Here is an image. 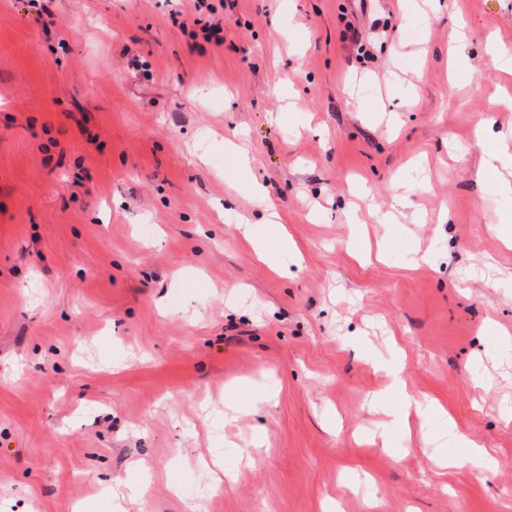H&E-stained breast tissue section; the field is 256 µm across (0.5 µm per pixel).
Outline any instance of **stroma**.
<instances>
[{
	"instance_id": "obj_1",
	"label": "stroma",
	"mask_w": 512,
	"mask_h": 512,
	"mask_svg": "<svg viewBox=\"0 0 512 512\" xmlns=\"http://www.w3.org/2000/svg\"><path fill=\"white\" fill-rule=\"evenodd\" d=\"M205 3L0 0V512H512V0ZM382 370L392 377V387L396 388L403 398L402 408L393 413V416L395 420L401 424L402 430L405 431L407 438L406 447H411V420L414 422L417 421L421 427L427 424H434L442 431L446 432L447 435L454 436L461 445L460 448H466L464 452L453 457V459L449 461V464L455 466L458 464H467L470 465L478 475H482L486 460L489 456L488 451L478 442L460 435L454 424L448 419L447 414L432 400L424 397H415L407 392L406 384L401 377L404 370V363L401 360L396 361L388 367L383 366Z\"/></svg>"
}]
</instances>
